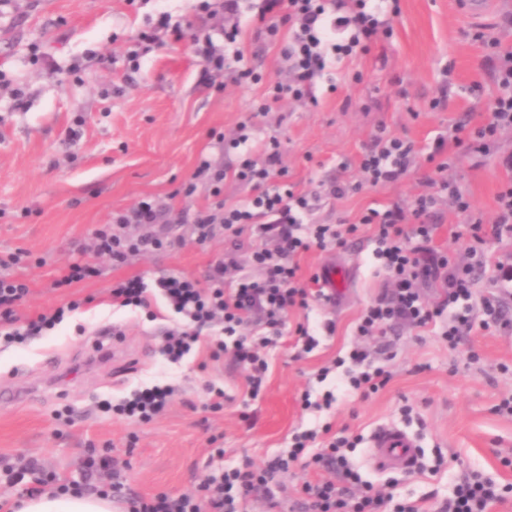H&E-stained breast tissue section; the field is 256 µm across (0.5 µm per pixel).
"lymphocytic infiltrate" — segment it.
<instances>
[{"label": "lymphocytic infiltrate", "mask_w": 512, "mask_h": 512, "mask_svg": "<svg viewBox=\"0 0 512 512\" xmlns=\"http://www.w3.org/2000/svg\"><path fill=\"white\" fill-rule=\"evenodd\" d=\"M270 7L282 6L289 21L287 32L277 25L264 27L270 43H282L293 79L288 85L272 84L267 96L257 101L255 116L268 112L283 97L302 100L309 96L317 77L329 63L340 62L368 50L379 37L390 35L391 21L399 12L398 0L379 4L378 0H267ZM238 27L221 29L219 36L199 31L194 36L197 52L206 67L220 73L232 63L241 62L240 52L231 46L238 36ZM495 74L498 92L490 105L488 122L470 128L457 124L453 142L457 150L488 153L500 133L512 129V52L495 51ZM239 149L241 161L233 172L212 167L201 160L194 177L212 186L223 185L226 176L251 185L253 194L243 202L198 209L191 216L198 243H206L216 232H223L228 243L222 258L211 264L205 280L162 272L152 283L133 276L112 285L110 292L121 306L147 308L152 295H159L174 314L183 319L180 326L166 333L162 353L173 364L189 355L200 340L202 330H217L218 336L207 346L210 361L231 356L248 372L246 384L250 398H257L263 388L268 362L266 348L275 346L282 334L290 311L308 309L312 300L322 299V292L306 288L298 276L299 255L345 246L360 227H370L376 243L374 256L386 275L388 289L365 309L356 325L361 337L382 339L395 325L408 322L424 328L435 322L438 310L423 301L421 284L443 278L445 305H460L461 310L443 330L448 342H456L461 329L472 328L471 282L475 266H459L430 246L434 227L428 218L439 194H448L462 211H469V201L448 180H432L430 193L420 195L411 210L392 205L385 210L368 209L358 223L310 224L307 195L293 186L273 182L281 168L280 142L270 138L262 160L251 156L249 134H241L232 142ZM415 155L412 141L380 132L373 136L359 160L363 185L376 188L397 182L406 175ZM499 210L493 223L475 220L470 226L473 256H484L485 246L494 240L512 236V181L503 184L497 194ZM157 220V205L149 199L118 214L113 226H105L95 234L94 249L113 263H125L128 255L162 251L176 246L166 235L147 234L128 238L114 232V225H149ZM250 244L252 272L242 271L238 252ZM30 293L27 281L0 277V341L25 340L27 336L53 328L66 314L76 311L80 303L72 300L48 314L20 322L17 308ZM370 353L353 349L348 359H337L343 367V385L348 393L368 396L384 387L388 374L370 368ZM173 395L168 385L155 384L135 389L131 394L112 402L102 400L100 407L117 415L148 422L161 415ZM313 435L295 436L288 452L270 458L265 467L224 466V449L211 453L216 466L200 485L198 494L171 496L165 493L143 498L127 497L126 512H246L253 493L268 486L274 475L287 471L291 464L305 462L328 471V478L306 483L308 512H426L423 500L394 499L376 491L363 480L352 462L358 439L330 437L319 451H312ZM503 488L491 481L473 476L456 484L440 512H489L492 504L503 501Z\"/></svg>", "instance_id": "obj_1"}]
</instances>
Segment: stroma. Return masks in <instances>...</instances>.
<instances>
[{
    "mask_svg": "<svg viewBox=\"0 0 512 512\" xmlns=\"http://www.w3.org/2000/svg\"><path fill=\"white\" fill-rule=\"evenodd\" d=\"M457 2L400 0L391 36L329 66L313 98H283L255 119L253 105L266 93L267 80L285 85L291 79L280 46L257 34L262 23L278 24L284 16L279 8L266 11L265 0H240L235 17L242 64L262 75L258 84L239 80L231 68L221 75L208 70L192 38L174 42L159 26L163 13L196 29L217 24V17H198L196 0H0V276L29 283L21 316L67 300L81 303L53 330L0 343V379L20 392L33 385L40 390L38 400L0 407V465L35 459L42 478L80 484L92 460L107 465L103 484L123 491L191 494L206 477L211 448L225 449V465L260 469L287 451L294 435H320L329 426L366 438L393 424L418 440V470H377L363 444L352 460L364 480L391 485L395 498H426L429 512H436L471 474L512 485V414L498 409L512 400V330L476 325L448 345L439 329L453 312L442 306L439 279L421 289L426 304L443 310L436 325H401L389 333V349L375 353V339L354 334L361 313L386 286L370 229L346 247L299 257L303 279L333 264L349 270V285L334 301L289 314L282 336L267 350L264 390L254 400L245 396V371L232 357L208 365L194 355L178 364L165 359L161 346L177 321L174 314L159 305L150 314L122 307L110 294L113 282L133 275L205 278L210 262L224 253V237L198 244L192 225L177 217L252 195L249 185L230 177L218 196L209 183L192 179L204 158L227 170L237 165L238 151L217 139L234 138L247 120L255 124L253 146L278 137L286 182L313 194L308 223H355L369 208L412 206L427 190L433 170L427 157L436 139L451 138L456 124L486 122L497 93L486 52L468 37L472 23ZM381 128L415 142L409 173L384 187L332 195V186L359 181L361 153ZM509 158L512 129L489 153L455 158L446 176L472 208L461 212L447 196L438 197L430 218L433 248L470 262L468 224L477 215L488 224L495 220L496 196L512 178L504 166ZM191 182L194 193L184 195ZM145 197L157 202L154 231L178 238L179 246L129 256L120 266L97 255L96 231ZM485 261L475 273L471 302L496 299L510 319L512 286L497 277L500 266L512 267V238L490 242ZM75 263L97 266L102 274L54 287ZM329 320L336 324L331 335L323 328ZM300 325L319 341L307 355L300 352ZM111 327L131 349L130 363L89 362L87 340ZM359 342L373 349V366L390 374L384 388L365 398L347 394L336 375L317 377ZM211 382L235 397L217 412L209 408ZM156 383L172 385L174 394L151 422L98 407L101 399L119 400ZM329 389L336 392L331 408L303 406V397L317 401ZM319 476L316 468L292 466L268 492L255 493L248 510L306 512L303 487Z\"/></svg>",
    "mask_w": 512,
    "mask_h": 512,
    "instance_id": "stroma-1",
    "label": "stroma"
}]
</instances>
